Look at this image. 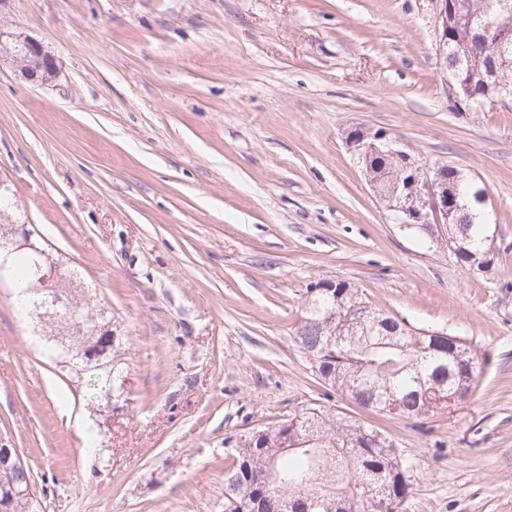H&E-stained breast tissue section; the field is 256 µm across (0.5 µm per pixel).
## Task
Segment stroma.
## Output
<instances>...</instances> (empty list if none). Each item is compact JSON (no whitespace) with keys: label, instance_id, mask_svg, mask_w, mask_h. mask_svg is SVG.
Instances as JSON below:
<instances>
[{"label":"stroma","instance_id":"1","mask_svg":"<svg viewBox=\"0 0 512 512\" xmlns=\"http://www.w3.org/2000/svg\"><path fill=\"white\" fill-rule=\"evenodd\" d=\"M439 0H0L55 81L0 60V179L126 342L124 394L88 407L0 280V447L44 512H223L234 441L313 406L385 428L406 512H512V105L462 110ZM383 130L484 185L476 274L393 219L346 136ZM321 280L466 339L475 393L424 421L320 384L295 329Z\"/></svg>","mask_w":512,"mask_h":512}]
</instances>
